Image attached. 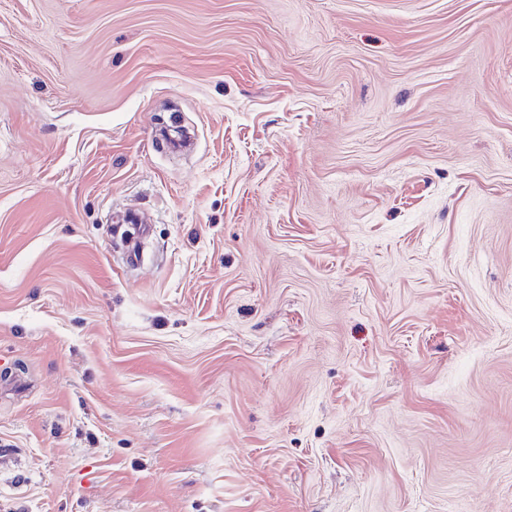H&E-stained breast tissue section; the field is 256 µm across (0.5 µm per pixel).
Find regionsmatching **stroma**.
I'll use <instances>...</instances> for the list:
<instances>
[{
  "mask_svg": "<svg viewBox=\"0 0 512 512\" xmlns=\"http://www.w3.org/2000/svg\"><path fill=\"white\" fill-rule=\"evenodd\" d=\"M0 448V512H512V0H0Z\"/></svg>",
  "mask_w": 512,
  "mask_h": 512,
  "instance_id": "stroma-1",
  "label": "stroma"
}]
</instances>
